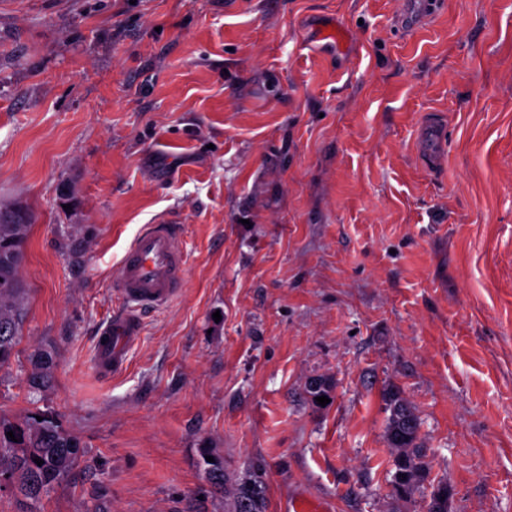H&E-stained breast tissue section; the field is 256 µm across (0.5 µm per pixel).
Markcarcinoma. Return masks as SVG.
Here are the masks:
<instances>
[{"label": "carcinoma", "instance_id": "1", "mask_svg": "<svg viewBox=\"0 0 512 512\" xmlns=\"http://www.w3.org/2000/svg\"><path fill=\"white\" fill-rule=\"evenodd\" d=\"M30 228L31 220L27 214L0 209V368L11 364L25 319L27 290L21 269ZM54 369L53 353L37 351L27 376L29 388L36 392L50 386ZM387 406L390 410L387 440L395 450L392 476H397L400 462L405 460L422 480L426 475V462L423 449L418 445L419 419L396 392L388 396ZM41 417V421L34 414L19 418L0 417V493L8 492L31 505L38 503L69 475L83 448L80 437L65 430L53 415L43 413ZM9 431L13 432L15 440L7 437ZM208 456L213 457L214 462H208ZM37 458L43 460L42 465L35 463ZM198 465L210 492L214 495L224 493L228 482L224 455L205 445L198 449ZM231 494L234 512H241V503L248 495L252 498V512H265L261 488L252 479L237 482Z\"/></svg>", "mask_w": 512, "mask_h": 512}]
</instances>
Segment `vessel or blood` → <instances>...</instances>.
<instances>
[{
    "label": "vessel or blood",
    "mask_w": 512,
    "mask_h": 512,
    "mask_svg": "<svg viewBox=\"0 0 512 512\" xmlns=\"http://www.w3.org/2000/svg\"><path fill=\"white\" fill-rule=\"evenodd\" d=\"M427 15V0H413L398 23L410 30ZM184 281L180 226L165 220L142 225L112 273V286L122 303L96 339L94 365L101 377L123 371L128 351L140 340L143 313L168 306Z\"/></svg>",
    "instance_id": "obj_1"
}]
</instances>
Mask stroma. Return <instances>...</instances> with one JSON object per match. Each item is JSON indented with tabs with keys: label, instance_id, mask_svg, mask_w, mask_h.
Returning a JSON list of instances; mask_svg holds the SVG:
<instances>
[{
	"label": "stroma",
	"instance_id": "35a3bbf8",
	"mask_svg": "<svg viewBox=\"0 0 512 512\" xmlns=\"http://www.w3.org/2000/svg\"><path fill=\"white\" fill-rule=\"evenodd\" d=\"M407 3L0 0V207L32 215L0 415L86 445L37 512H232L201 494L204 443L266 512H426L441 483L449 512H512V0L403 32ZM161 217L184 286L100 380L112 272ZM391 391L426 454L406 498ZM55 358L52 352L38 350L32 359V370L27 384L32 391H41L51 385L54 377ZM387 406L390 410V416L388 418L387 425V440L394 448L395 454L392 460V486L395 490L396 476L400 470V462L405 460L408 462L412 469H415L419 476L417 480L409 485L410 492H412L417 484L424 479L426 475V462L425 454L423 449L419 447L418 434L420 429V422L413 409L408 403L397 393H391L387 399ZM406 411L407 415L412 422V431L409 432V438L399 439L400 433L402 432L401 417L398 414L399 411ZM410 470L400 471L398 482L396 484L397 489L401 494L408 493L407 484L411 482Z\"/></svg>",
	"mask_w": 512,
	"mask_h": 512
}]
</instances>
